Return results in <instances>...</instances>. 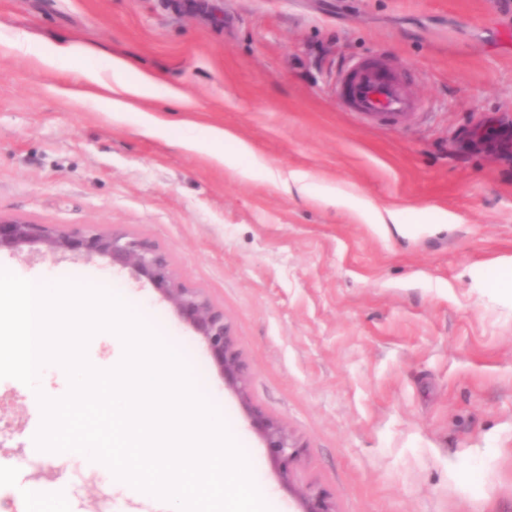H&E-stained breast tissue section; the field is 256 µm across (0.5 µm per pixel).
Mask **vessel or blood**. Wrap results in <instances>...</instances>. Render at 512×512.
Here are the masks:
<instances>
[{
    "label": "vessel or blood",
    "instance_id": "obj_1",
    "mask_svg": "<svg viewBox=\"0 0 512 512\" xmlns=\"http://www.w3.org/2000/svg\"><path fill=\"white\" fill-rule=\"evenodd\" d=\"M339 101L346 109L369 117H401L415 106L404 77L383 59L352 62L340 78Z\"/></svg>",
    "mask_w": 512,
    "mask_h": 512
}]
</instances>
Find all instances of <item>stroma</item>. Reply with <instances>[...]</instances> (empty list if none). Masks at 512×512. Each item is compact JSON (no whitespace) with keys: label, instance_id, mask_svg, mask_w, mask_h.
I'll return each instance as SVG.
<instances>
[{"label":"stroma","instance_id":"1","mask_svg":"<svg viewBox=\"0 0 512 512\" xmlns=\"http://www.w3.org/2000/svg\"><path fill=\"white\" fill-rule=\"evenodd\" d=\"M497 2L0 0V34L79 53L52 72L0 56V217L159 246L223 309L250 407L288 427L303 481L337 512H512V302L486 286L512 258V156L472 139L512 125V22L495 21ZM372 55L418 102L399 124L336 105L346 63ZM115 58L154 96L119 114L73 105L78 69ZM144 110L231 139L189 149L145 133ZM0 265L93 270L148 303L280 512H297L248 407L147 282L27 249ZM41 419L25 385L0 379V512H22L31 486L47 512H127L80 460L34 461Z\"/></svg>","mask_w":512,"mask_h":512}]
</instances>
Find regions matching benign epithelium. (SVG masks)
I'll return each mask as SVG.
<instances>
[{
    "label": "benign epithelium",
    "mask_w": 512,
    "mask_h": 512,
    "mask_svg": "<svg viewBox=\"0 0 512 512\" xmlns=\"http://www.w3.org/2000/svg\"><path fill=\"white\" fill-rule=\"evenodd\" d=\"M25 247H40L51 254H68L76 258L101 257L146 280L201 337L224 377V386L243 402H248V375L224 310L214 305L201 290L183 284L168 256L153 242L117 230L87 227L66 232L51 224L0 218V251H21ZM247 412L280 478L286 485H291L297 480L295 465L302 446L278 420L251 407ZM297 499L299 512H335L330 494L317 485L300 487Z\"/></svg>",
    "instance_id": "1"
}]
</instances>
